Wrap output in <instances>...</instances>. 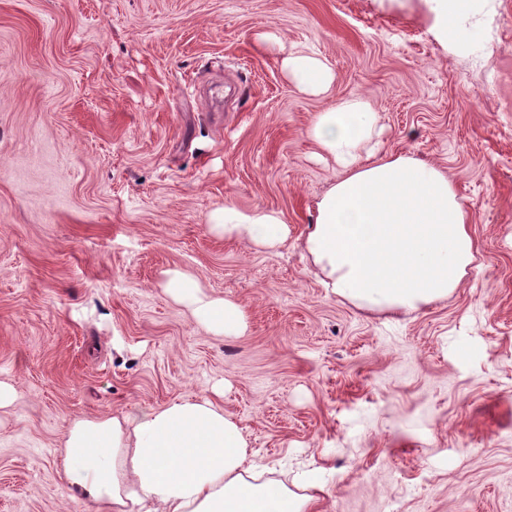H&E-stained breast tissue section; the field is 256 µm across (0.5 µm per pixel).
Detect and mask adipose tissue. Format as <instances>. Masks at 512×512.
<instances>
[{
  "label": "adipose tissue",
  "instance_id": "ef3b65f1",
  "mask_svg": "<svg viewBox=\"0 0 512 512\" xmlns=\"http://www.w3.org/2000/svg\"><path fill=\"white\" fill-rule=\"evenodd\" d=\"M430 28L456 55L473 51L491 0H422ZM282 66L305 93L326 91L335 73L317 55L295 52ZM377 114L359 98L317 113L307 136L339 171L316 203L303 239L323 287L358 307L414 312L446 301L474 260L469 209L445 169L413 153L372 148ZM209 229L246 246L274 248L291 228L273 209L213 211ZM165 290L189 305L205 329L238 336L247 328L241 304L201 293L179 270ZM66 487L79 491L86 512H309L313 499L256 478L259 466L239 426L202 396L162 409L78 419L61 456Z\"/></svg>",
  "mask_w": 512,
  "mask_h": 512
}]
</instances>
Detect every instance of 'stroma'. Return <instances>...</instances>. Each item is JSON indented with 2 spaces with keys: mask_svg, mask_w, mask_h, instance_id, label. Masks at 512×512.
I'll list each match as a JSON object with an SVG mask.
<instances>
[{
  "mask_svg": "<svg viewBox=\"0 0 512 512\" xmlns=\"http://www.w3.org/2000/svg\"><path fill=\"white\" fill-rule=\"evenodd\" d=\"M482 27L460 57L387 0H0V512H82L68 425L187 395L294 493L317 474L312 512H512V0ZM286 49L329 62L325 95ZM353 96L469 208L447 301L357 308L296 239L335 174L306 131ZM227 201L293 237L211 234ZM174 268L243 305L246 333L208 334L164 292ZM282 66L296 87L305 93H322L335 79L332 68L316 54L289 53L283 58Z\"/></svg>",
  "mask_w": 512,
  "mask_h": 512,
  "instance_id": "obj_1",
  "label": "stroma"
}]
</instances>
